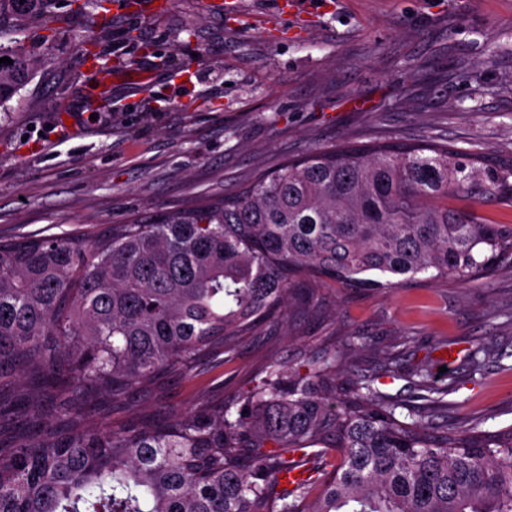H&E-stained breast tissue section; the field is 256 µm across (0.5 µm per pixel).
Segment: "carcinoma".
<instances>
[{"label": "carcinoma", "mask_w": 512, "mask_h": 512, "mask_svg": "<svg viewBox=\"0 0 512 512\" xmlns=\"http://www.w3.org/2000/svg\"><path fill=\"white\" fill-rule=\"evenodd\" d=\"M52 0L5 16L63 22ZM0 108L37 65L0 45ZM512 161L448 143L346 142L265 171L236 193L113 224L94 240H0V512H512V426L434 423L454 378L406 417L349 356L272 368L231 400L161 421L86 424L81 395L157 393L171 370L233 351L305 283L361 291L426 274L468 284L512 260ZM333 452L329 472L313 465ZM309 466L291 488L277 474Z\"/></svg>", "instance_id": "carcinoma-1"}]
</instances>
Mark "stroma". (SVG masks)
Wrapping results in <instances>:
<instances>
[{
    "label": "stroma",
    "mask_w": 512,
    "mask_h": 512,
    "mask_svg": "<svg viewBox=\"0 0 512 512\" xmlns=\"http://www.w3.org/2000/svg\"><path fill=\"white\" fill-rule=\"evenodd\" d=\"M173 0L143 19L101 25L92 7L55 5L65 23L0 31L41 62L0 115V239H92L132 216L176 210L235 191L261 171L315 148L393 138L435 140L512 158V0ZM121 79L92 67L83 36ZM191 71L183 88L167 69ZM310 309L264 321L197 378L163 376L162 401L140 410L90 394V427H119L136 413L189 409L201 393L251 387L269 364L298 367L330 336L363 337V368H403L456 379L440 425L468 418L483 430L512 425V263L461 285L419 275L393 289L325 284ZM486 349L485 368L469 357Z\"/></svg>",
    "instance_id": "obj_1"
}]
</instances>
